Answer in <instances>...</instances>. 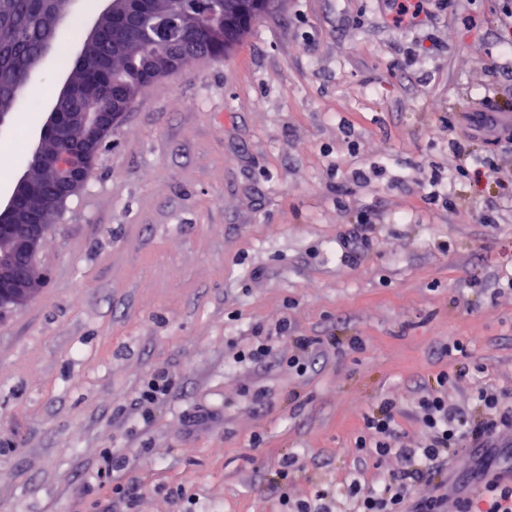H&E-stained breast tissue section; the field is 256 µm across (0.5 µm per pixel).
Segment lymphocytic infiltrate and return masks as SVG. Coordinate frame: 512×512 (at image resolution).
<instances>
[{"mask_svg": "<svg viewBox=\"0 0 512 512\" xmlns=\"http://www.w3.org/2000/svg\"><path fill=\"white\" fill-rule=\"evenodd\" d=\"M475 412L457 408L447 392L419 401L416 415L428 436L414 448H399L392 407L371 417L377 480L368 486H349L354 512H512V481L485 482L478 500L454 498L441 492L437 474L449 465L472 467L473 449L494 446L512 436V403L489 387L479 388Z\"/></svg>", "mask_w": 512, "mask_h": 512, "instance_id": "obj_1", "label": "lymphocytic infiltrate"}]
</instances>
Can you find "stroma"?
I'll return each instance as SVG.
<instances>
[{
  "label": "stroma",
  "instance_id": "1",
  "mask_svg": "<svg viewBox=\"0 0 512 512\" xmlns=\"http://www.w3.org/2000/svg\"><path fill=\"white\" fill-rule=\"evenodd\" d=\"M503 6L432 0L400 28L388 0H275L224 59L139 93L53 217L36 296L0 314V512H288L322 491L347 512L387 401L413 446L440 378L512 399V142L461 139L463 112L512 113ZM29 116L0 127V193ZM267 336L274 358L235 362ZM157 372L176 386L145 424ZM175 382L169 374L159 373L153 375L144 383L140 389L139 395L136 398V405L145 408L142 414L144 422L151 421L149 407L158 402H162L173 391Z\"/></svg>",
  "mask_w": 512,
  "mask_h": 512
}]
</instances>
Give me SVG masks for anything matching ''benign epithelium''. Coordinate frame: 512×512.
<instances>
[{
  "mask_svg": "<svg viewBox=\"0 0 512 512\" xmlns=\"http://www.w3.org/2000/svg\"><path fill=\"white\" fill-rule=\"evenodd\" d=\"M64 16L54 19L53 33L45 36L26 69V81L12 89L15 103L22 101L27 81L31 80L44 60L55 49L54 31L60 29ZM100 20L89 25L77 44L76 56L92 55L100 45L103 33ZM176 69L148 63L127 80L112 85V97L91 106L72 83L71 75L57 82L38 143L32 151L33 161L43 178L55 191V207L61 208L70 197L84 188L91 176L99 144L107 140L114 125L131 108L133 98L127 90L131 83L147 85L174 75ZM31 192L29 174L17 181L10 197L0 200V312L16 309L36 294L41 280L36 254L49 229L45 214L39 213L28 222L16 216L23 211V202Z\"/></svg>",
  "mask_w": 512,
  "mask_h": 512,
  "instance_id": "7a95c632",
  "label": "benign epithelium"
}]
</instances>
